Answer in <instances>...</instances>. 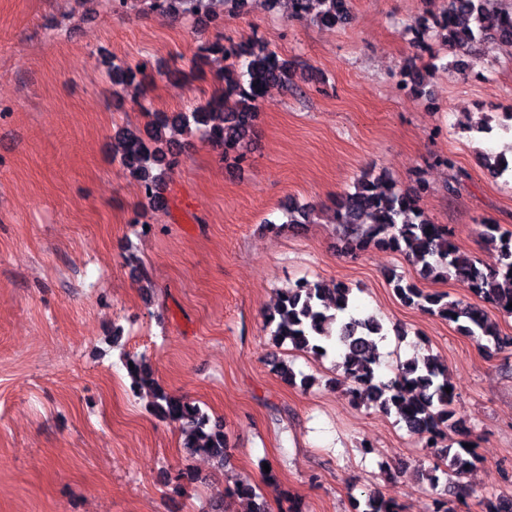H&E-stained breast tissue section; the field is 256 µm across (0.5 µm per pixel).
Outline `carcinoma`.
<instances>
[{
	"label": "carcinoma",
	"mask_w": 512,
	"mask_h": 512,
	"mask_svg": "<svg viewBox=\"0 0 512 512\" xmlns=\"http://www.w3.org/2000/svg\"><path fill=\"white\" fill-rule=\"evenodd\" d=\"M151 9L172 17L186 13H204L220 21L221 15L210 7L211 0H149ZM352 0H292L293 13L325 27L345 23L351 13ZM439 29L445 39L458 50H467L481 39H496L512 46V6L498 0H448L440 18ZM204 51L222 53L240 59L238 66L227 69L219 78L225 85L221 93L205 104L187 112H150L146 132L125 128L114 138L112 156L123 171L135 179L144 196L160 203L159 190L164 184L171 161L168 158L171 136L195 132L207 141L224 148V154L236 153L245 159L242 149L253 136L258 120L259 100L271 85L288 83L292 63L263 43H251L241 49H226L221 43L204 47ZM147 64L134 68L112 67V89L126 92L135 99L143 96V85L137 76ZM422 187L400 190L384 175L365 173L357 179L354 191L336 199L334 212L339 230L358 249L376 247L405 255L423 279L455 277L470 283L480 298L500 312L512 315V234L499 233V225L483 224L482 235L499 244V267L487 272L476 266L475 259L460 250L448 233V225L434 223L420 205ZM288 223H309L310 210L304 205H288ZM388 281L398 299L408 307L439 316L456 324L466 336L481 341L487 356L493 357L512 348V336H503L491 322L487 312L476 305L448 296L426 293L413 281L394 272ZM266 327L277 344L288 343L293 349L326 357L341 350V366L350 382L352 400L394 413L409 432L425 439L424 446L436 448L448 470L460 479L459 497L469 495L462 479L477 462L468 448L459 451L451 445L438 446L445 431L462 428L457 418L456 394L448 368L437 357H414L402 363L393 377L381 380L378 344L386 336L384 324L373 316L353 314V289L344 283L327 288L320 283H305L290 288L279 297L276 308L266 317ZM127 369L134 392L146 389L152 393V413L163 421L179 424L188 457L204 455L219 466L228 460L224 427L211 422L200 406L183 396L163 390L156 382L149 361L132 360ZM278 375L290 384L297 382L291 365L280 360ZM301 386L311 378L301 377ZM233 494L251 502L250 512H269L264 499L248 481L237 483ZM360 512H400V506L379 495H369Z\"/></svg>",
	"instance_id": "1"
}]
</instances>
